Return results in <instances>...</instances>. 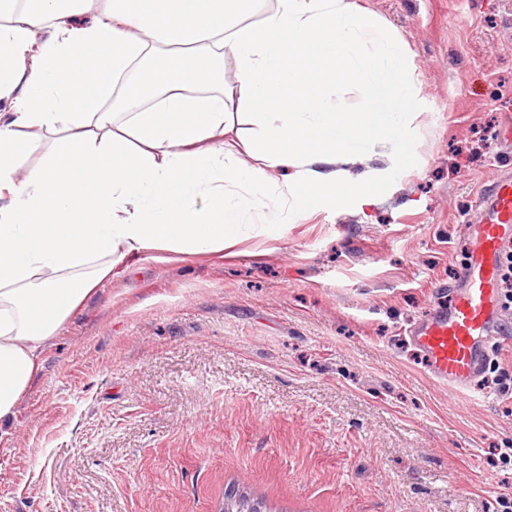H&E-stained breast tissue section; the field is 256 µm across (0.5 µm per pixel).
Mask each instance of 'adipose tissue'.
Segmentation results:
<instances>
[{
  "label": "adipose tissue",
  "mask_w": 512,
  "mask_h": 512,
  "mask_svg": "<svg viewBox=\"0 0 512 512\" xmlns=\"http://www.w3.org/2000/svg\"><path fill=\"white\" fill-rule=\"evenodd\" d=\"M92 3L0 0V438L126 257L223 251L259 197L274 227L328 198L371 204L415 165L416 68L355 0H102L84 21ZM340 85L358 107L327 100ZM244 114L238 154L224 138ZM61 127L21 169L9 144Z\"/></svg>",
  "instance_id": "1"
}]
</instances>
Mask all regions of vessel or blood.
I'll use <instances>...</instances> for the list:
<instances>
[{
	"mask_svg": "<svg viewBox=\"0 0 512 512\" xmlns=\"http://www.w3.org/2000/svg\"><path fill=\"white\" fill-rule=\"evenodd\" d=\"M473 242L460 269L464 286L437 303L410 331L431 378L449 391H465L486 365V344L498 320L501 263L512 249V176L488 186L476 200Z\"/></svg>",
	"mask_w": 512,
	"mask_h": 512,
	"instance_id": "vessel-or-blood-1",
	"label": "vessel or blood"
}]
</instances>
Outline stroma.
I'll use <instances>...</instances> for the list:
<instances>
[{
  "instance_id": "obj_1",
  "label": "stroma",
  "mask_w": 512,
  "mask_h": 512,
  "mask_svg": "<svg viewBox=\"0 0 512 512\" xmlns=\"http://www.w3.org/2000/svg\"><path fill=\"white\" fill-rule=\"evenodd\" d=\"M417 72V165L223 256L125 259L43 355L0 439V512H502L512 333L468 394L407 335L459 286L484 184L512 176V0H358Z\"/></svg>"
}]
</instances>
